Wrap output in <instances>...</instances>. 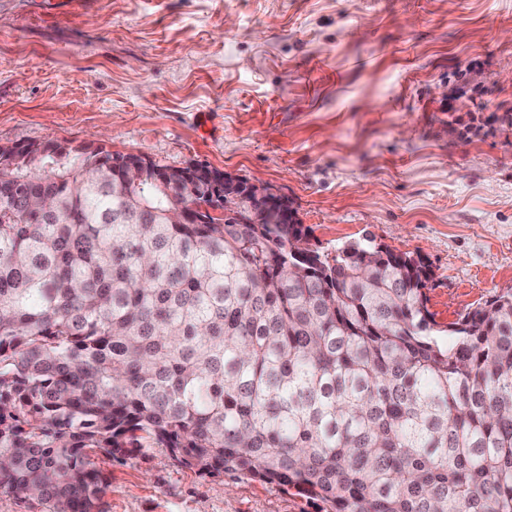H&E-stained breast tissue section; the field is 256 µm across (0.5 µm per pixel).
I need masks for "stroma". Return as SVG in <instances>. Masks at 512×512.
I'll return each mask as SVG.
<instances>
[{
	"label": "stroma",
	"mask_w": 512,
	"mask_h": 512,
	"mask_svg": "<svg viewBox=\"0 0 512 512\" xmlns=\"http://www.w3.org/2000/svg\"><path fill=\"white\" fill-rule=\"evenodd\" d=\"M96 141L423 257L439 323L512 289V0H0V146ZM103 512H320L145 443Z\"/></svg>",
	"instance_id": "obj_1"
}]
</instances>
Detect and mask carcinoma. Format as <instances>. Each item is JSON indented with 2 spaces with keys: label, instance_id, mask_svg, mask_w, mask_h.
Returning a JSON list of instances; mask_svg holds the SVG:
<instances>
[{
  "label": "carcinoma",
  "instance_id": "obj_1",
  "mask_svg": "<svg viewBox=\"0 0 512 512\" xmlns=\"http://www.w3.org/2000/svg\"><path fill=\"white\" fill-rule=\"evenodd\" d=\"M114 159L0 148L1 494L101 512L95 458L148 439L323 512H512V289L440 324L424 260L245 204L175 224L210 186Z\"/></svg>",
  "mask_w": 512,
  "mask_h": 512
}]
</instances>
